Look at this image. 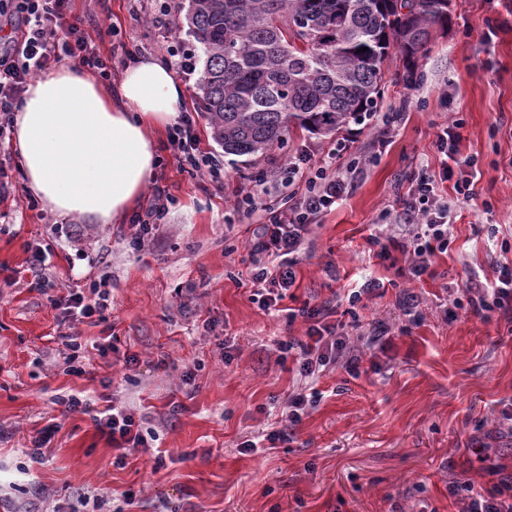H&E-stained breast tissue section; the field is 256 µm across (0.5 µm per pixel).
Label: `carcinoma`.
Returning a JSON list of instances; mask_svg holds the SVG:
<instances>
[{"label":"carcinoma","mask_w":512,"mask_h":512,"mask_svg":"<svg viewBox=\"0 0 512 512\" xmlns=\"http://www.w3.org/2000/svg\"><path fill=\"white\" fill-rule=\"evenodd\" d=\"M400 2L408 29L380 0H188L198 101L224 153L262 154L293 126L331 138L374 111L390 58L415 66L451 20L448 0Z\"/></svg>","instance_id":"1"}]
</instances>
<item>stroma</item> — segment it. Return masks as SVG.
I'll list each match as a JSON object with an SVG mask.
<instances>
[{
  "mask_svg": "<svg viewBox=\"0 0 512 512\" xmlns=\"http://www.w3.org/2000/svg\"><path fill=\"white\" fill-rule=\"evenodd\" d=\"M93 45H137L166 59L153 0H73ZM385 69L378 113L342 154L365 171L346 200L324 213L299 256L297 281L281 311L252 301L249 241L260 214L234 207L245 177L270 172L307 148L321 156L327 139L294 129L284 146L224 158V190H203L179 169L167 128L156 131L158 166L149 185L175 196L153 242L129 248V222L94 224L34 202L12 140L0 143L11 187L0 197V512H53L79 495H105L102 512H458L448 480L476 489L512 477V427L500 412L512 403V321L492 312L453 313L465 285H484L512 261V0H453L451 21L417 61ZM396 110L387 147L381 116ZM462 119L461 157L478 162L476 197L458 203L450 183L452 244L434 275L412 280L374 256L400 210L398 184L409 172L437 171L439 124ZM49 250L45 291L18 280L36 246ZM369 280L381 291L349 305ZM109 291L105 319L62 325L51 297L69 290ZM419 298L405 314L404 294ZM312 299L334 305L332 323L364 347L359 377L324 371L311 386L315 406L274 448L262 441L302 383L277 347L304 335L285 308ZM389 332L371 342L377 325ZM82 341L112 337L106 357L92 356L83 376L64 373L61 334ZM137 354L136 366L124 357ZM88 400L91 411L65 412L60 396ZM133 408L165 465L147 456L114 465L117 452L92 421L106 404ZM57 431L43 459L30 458L47 425ZM257 443L242 451L245 441Z\"/></svg>",
  "mask_w": 512,
  "mask_h": 512,
  "instance_id": "obj_1",
  "label": "stroma"
}]
</instances>
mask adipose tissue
Listing matches in <instances>:
<instances>
[{
  "label": "adipose tissue",
  "mask_w": 512,
  "mask_h": 512,
  "mask_svg": "<svg viewBox=\"0 0 512 512\" xmlns=\"http://www.w3.org/2000/svg\"><path fill=\"white\" fill-rule=\"evenodd\" d=\"M184 95L171 68L150 56L108 89L77 65L35 77L14 122L28 191L63 215L121 221L156 165L152 133L176 118Z\"/></svg>",
  "instance_id": "adipose-tissue-1"
}]
</instances>
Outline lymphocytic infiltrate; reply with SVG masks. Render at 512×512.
<instances>
[{"label":"lymphocytic infiltrate","mask_w":512,"mask_h":512,"mask_svg":"<svg viewBox=\"0 0 512 512\" xmlns=\"http://www.w3.org/2000/svg\"><path fill=\"white\" fill-rule=\"evenodd\" d=\"M2 16L9 19L11 35L0 39V138L11 132L14 112L29 82L58 62L70 59L102 77H111V57L101 55L86 35L80 18L72 11V0H0ZM195 124L193 113L185 112L169 131L179 166L190 176L208 178L214 188H223L224 162L215 153L201 149ZM463 128L457 120L441 125L436 147L445 155V162L439 173L424 171L411 176L402 199L400 218L407 233L401 251L410 257L407 271L411 278L431 273L436 257L447 252L451 244L448 208L433 206L431 200L440 182L450 179ZM337 156L334 150L318 160L304 150L289 156L279 172V180L289 192L276 202L265 201L259 194L267 183L263 175L253 178V190L237 196L236 209L248 214L259 210L264 213L250 243L253 300L262 310L276 309L295 285L297 255L314 224L339 205L352 188L359 170L340 168ZM462 296L466 310L473 314H511L512 264L503 263L491 285L463 288ZM53 304L66 322L101 315L112 307L108 293L96 288L85 294L58 296ZM327 316L326 305L308 301L287 312L288 320L300 318L307 324L303 337H289L278 347L281 357H293L300 377L318 378L328 364L336 361L349 374L360 372V355L347 352L345 335L327 323ZM92 420L97 431L117 450V462H124L131 455L151 454L154 437L142 431L132 409L109 406L94 413ZM151 456L155 467H163L162 455ZM448 493L461 501L462 512H512V482L480 491L469 481L454 480L448 485Z\"/></svg>","instance_id":"lymphocytic-infiltrate-1"}]
</instances>
